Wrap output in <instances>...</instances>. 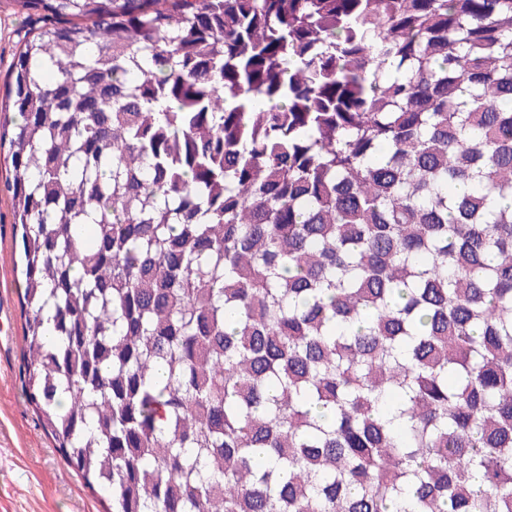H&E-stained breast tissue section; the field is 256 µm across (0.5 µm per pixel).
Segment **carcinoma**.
I'll list each match as a JSON object with an SVG mask.
<instances>
[{"instance_id": "carcinoma-1", "label": "carcinoma", "mask_w": 512, "mask_h": 512, "mask_svg": "<svg viewBox=\"0 0 512 512\" xmlns=\"http://www.w3.org/2000/svg\"><path fill=\"white\" fill-rule=\"evenodd\" d=\"M25 391L108 512H512V0H14Z\"/></svg>"}]
</instances>
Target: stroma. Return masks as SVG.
Here are the masks:
<instances>
[{
	"label": "stroma",
	"mask_w": 512,
	"mask_h": 512,
	"mask_svg": "<svg viewBox=\"0 0 512 512\" xmlns=\"http://www.w3.org/2000/svg\"><path fill=\"white\" fill-rule=\"evenodd\" d=\"M28 28L11 0H0V80ZM18 254L10 202L0 191V512H105L61 458L22 384Z\"/></svg>",
	"instance_id": "35a3bbf8"
}]
</instances>
